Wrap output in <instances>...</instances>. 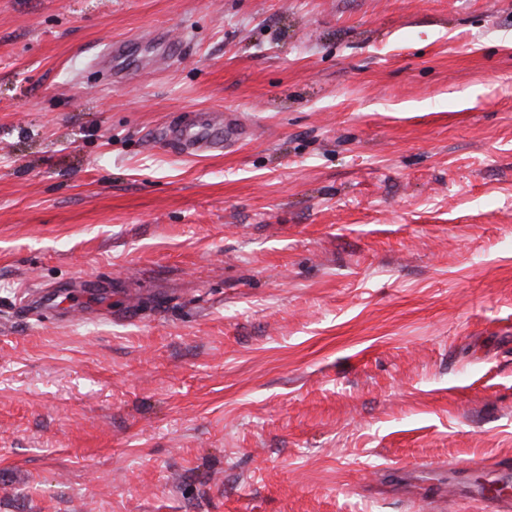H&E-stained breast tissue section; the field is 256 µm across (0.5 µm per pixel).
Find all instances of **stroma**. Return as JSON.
I'll list each match as a JSON object with an SVG mask.
<instances>
[{"label":"stroma","instance_id":"35a3bbf8","mask_svg":"<svg viewBox=\"0 0 512 512\" xmlns=\"http://www.w3.org/2000/svg\"><path fill=\"white\" fill-rule=\"evenodd\" d=\"M205 112L252 137L180 152ZM504 461L512 0H0V512H433L397 470Z\"/></svg>","mask_w":512,"mask_h":512}]
</instances>
